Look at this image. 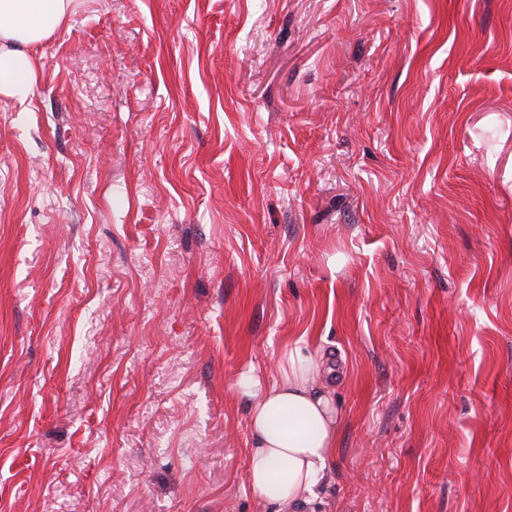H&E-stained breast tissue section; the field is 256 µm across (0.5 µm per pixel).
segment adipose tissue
Masks as SVG:
<instances>
[{
  "mask_svg": "<svg viewBox=\"0 0 512 512\" xmlns=\"http://www.w3.org/2000/svg\"><path fill=\"white\" fill-rule=\"evenodd\" d=\"M82 0H0V95L25 102L34 92L35 46L75 14ZM334 356L304 341L288 345L277 381L261 385L241 375L237 386L250 403L251 487L272 512H305L327 478L340 444L342 414Z\"/></svg>",
  "mask_w": 512,
  "mask_h": 512,
  "instance_id": "obj_1",
  "label": "adipose tissue"
}]
</instances>
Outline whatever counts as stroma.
<instances>
[{"mask_svg":"<svg viewBox=\"0 0 512 512\" xmlns=\"http://www.w3.org/2000/svg\"><path fill=\"white\" fill-rule=\"evenodd\" d=\"M0 95V512H269L249 404L336 353L314 512H512V0H85Z\"/></svg>","mask_w":512,"mask_h":512,"instance_id":"obj_1","label":"stroma"}]
</instances>
